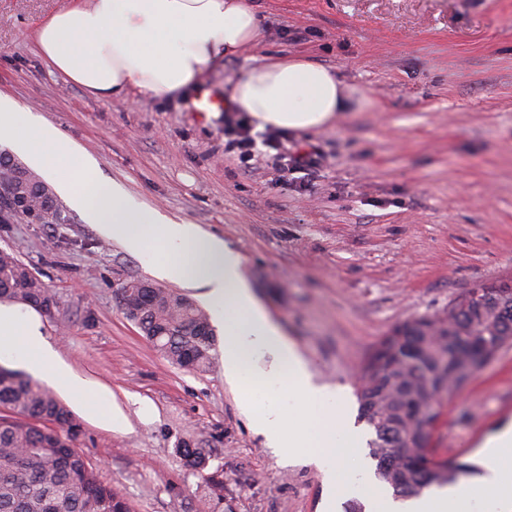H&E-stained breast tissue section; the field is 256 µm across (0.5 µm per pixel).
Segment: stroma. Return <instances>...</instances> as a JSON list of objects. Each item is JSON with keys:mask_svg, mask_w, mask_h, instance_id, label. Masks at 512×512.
Masks as SVG:
<instances>
[{"mask_svg": "<svg viewBox=\"0 0 512 512\" xmlns=\"http://www.w3.org/2000/svg\"><path fill=\"white\" fill-rule=\"evenodd\" d=\"M77 2L0 0V94L92 157L103 190L237 250L257 300L351 410L361 365L393 329L512 280V0H259L261 42L201 86L225 97L254 62L303 56L351 94L333 127L289 134V152L317 151L321 163L284 181L264 132L249 164L225 152L224 115L198 111L195 89L101 97L55 72L34 32ZM64 211V224H0V249L54 298L45 338L91 393H53L101 480L135 512H323L322 470L270 448L225 381L221 324L209 369L189 372L123 315L119 288L155 279L160 245L133 254ZM439 411L438 457L479 464L482 440L512 421V345ZM186 442L204 449L222 496L179 454Z\"/></svg>", "mask_w": 512, "mask_h": 512, "instance_id": "1", "label": "stroma"}]
</instances>
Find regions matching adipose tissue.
<instances>
[{
    "label": "adipose tissue",
    "mask_w": 512,
    "mask_h": 512,
    "mask_svg": "<svg viewBox=\"0 0 512 512\" xmlns=\"http://www.w3.org/2000/svg\"><path fill=\"white\" fill-rule=\"evenodd\" d=\"M262 37L257 0H82L43 22L35 45L56 72L91 93L133 91L163 99ZM231 102L257 129L304 133L331 127L348 99L330 68L295 57L244 69ZM2 140L54 181L108 239L133 253L149 236L163 245L167 255L153 262L154 272L200 289L224 323V378L252 427L271 434L272 447L286 458L318 447L332 499L356 495L369 512H512V422L484 442L481 475L397 504L360 468L363 436L350 423L340 391L316 381L305 357L258 303L239 253L197 225L135 205L120 191L93 196L94 161L56 127L0 96ZM0 339L11 340L31 373L51 377L73 396L87 394L86 382L45 341L34 312L0 304ZM282 377L292 396L288 408L259 404L266 383Z\"/></svg>",
    "instance_id": "obj_1"
}]
</instances>
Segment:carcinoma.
Returning a JSON list of instances; mask_svg holds the SVG:
<instances>
[{
    "mask_svg": "<svg viewBox=\"0 0 512 512\" xmlns=\"http://www.w3.org/2000/svg\"><path fill=\"white\" fill-rule=\"evenodd\" d=\"M0 181L13 184L24 211L0 210V224L24 219L27 210L48 213V224L66 222L52 187L14 156L0 151ZM474 304L460 299L444 316L420 317L386 336L364 363L357 389L358 420L373 431L369 456L375 477L396 499L421 496L477 472L467 463L427 462L422 418L439 416L441 397H451L512 336V298L505 282L485 285ZM48 311L53 297L12 252L0 250V301ZM120 306L170 364L203 372L214 342L208 314L189 298L143 280L120 288ZM0 512H134L132 503L100 480L97 465L75 446L77 426L70 409L45 385L0 366ZM189 466L210 486L203 449L181 446Z\"/></svg>",
    "mask_w": 512,
    "mask_h": 512,
    "instance_id": "obj_1",
    "label": "carcinoma"
}]
</instances>
